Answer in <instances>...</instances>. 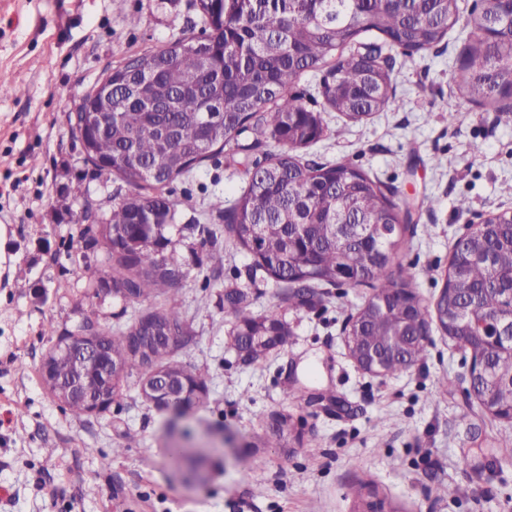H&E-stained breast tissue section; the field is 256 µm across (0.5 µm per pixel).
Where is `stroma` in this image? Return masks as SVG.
Returning a JSON list of instances; mask_svg holds the SVG:
<instances>
[{
    "label": "stroma",
    "mask_w": 512,
    "mask_h": 512,
    "mask_svg": "<svg viewBox=\"0 0 512 512\" xmlns=\"http://www.w3.org/2000/svg\"><path fill=\"white\" fill-rule=\"evenodd\" d=\"M460 7L447 40L395 67L388 110L361 123L326 113L308 150L406 196L416 227L399 261L429 305L467 224L512 208V120L461 100L453 82L472 0ZM200 31L195 0H0V73L15 86L0 95V512H361L363 482L393 512H512V424L468 398L469 352L436 327L421 366L387 379L358 369L342 328L371 288L343 285L295 311L273 279L250 278L251 257L228 246L212 209L244 184L225 153L169 187L170 237L189 271L176 301L195 336L180 358L210 376L208 404L173 428L133 391L109 414L78 418L43 388L45 326L112 327L122 308L83 297L97 257L75 216L129 191L84 163L68 115L110 68ZM214 247L218 273L205 262ZM233 288L288 321L286 351L237 358L223 307ZM274 411L301 441L267 444L261 418ZM175 448L202 464L172 467Z\"/></svg>",
    "instance_id": "35a3bbf8"
}]
</instances>
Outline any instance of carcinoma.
Wrapping results in <instances>:
<instances>
[{
    "mask_svg": "<svg viewBox=\"0 0 512 512\" xmlns=\"http://www.w3.org/2000/svg\"><path fill=\"white\" fill-rule=\"evenodd\" d=\"M202 34L179 39L131 59L112 74V121L86 125L93 153L84 161L112 167L132 192L102 215L112 237L96 241L102 251L84 295L112 282V298L138 306L125 325L99 328L106 337L104 358L118 363L126 382L136 384L145 361L129 353L124 337L136 333L151 348L155 363L185 377L187 397L174 408L184 414L208 404L211 382L179 360L178 350L194 341L173 295L189 277L167 234L176 203L166 188L211 156L239 155L246 185L228 207L219 208L227 241L253 259L249 272L262 271L283 288L292 309L309 308L346 280L372 288L370 298L348 318L347 349L362 344L390 351L394 336H427L432 319L466 350L484 356L492 368L512 374V355L485 349L475 340L486 318L512 306V210L492 213L465 244L454 246L444 291L435 307L425 304L413 277L397 258L413 231L406 203L395 189L344 162H319L304 150L325 133L323 113L363 121L394 102L396 60L382 44L408 59L448 37L460 21L459 0H196ZM464 63L454 82L471 103L512 114V10L488 0L470 21ZM374 33L382 43H363ZM320 74L322 110L306 107L294 82ZM385 295L381 308L375 298ZM232 318L231 346L240 352L256 336L270 345L249 353L253 363L272 349L288 347V323L276 312L256 314L242 290L224 292ZM87 317L76 331L56 337L47 353L52 376L76 394L65 409L89 415L98 391L96 374L75 370L72 355L84 341ZM425 341L386 363L393 376L421 364ZM491 393L497 419L512 414V388L479 383ZM288 414L269 417L268 443L282 445Z\"/></svg>",
    "mask_w": 512,
    "mask_h": 512,
    "instance_id": "obj_1",
    "label": "carcinoma"
}]
</instances>
